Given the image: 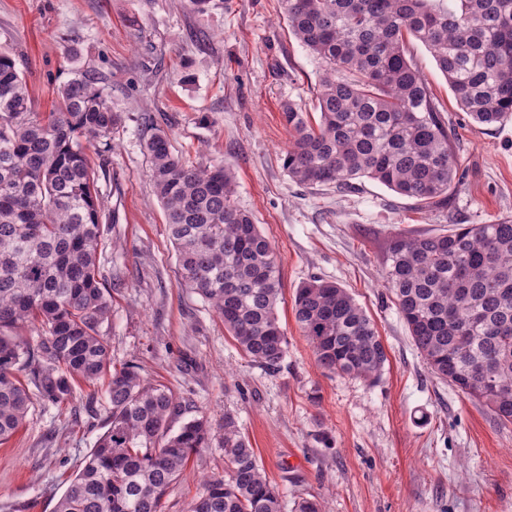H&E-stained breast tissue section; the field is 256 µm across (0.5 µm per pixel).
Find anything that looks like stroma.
<instances>
[{"instance_id": "obj_1", "label": "stroma", "mask_w": 512, "mask_h": 512, "mask_svg": "<svg viewBox=\"0 0 512 512\" xmlns=\"http://www.w3.org/2000/svg\"><path fill=\"white\" fill-rule=\"evenodd\" d=\"M205 31L209 43L191 39ZM449 121L463 180L446 207L421 208L362 179L302 187L282 166L281 106L314 112L320 62L291 34L279 0H224L205 16L188 0H0V50L18 56L37 111L81 69L112 86L122 116L99 173L102 271L118 285L101 332L114 364L133 361L183 402V419L233 415L277 487L282 512L301 497L325 512H512V425L432 376L380 275L389 237L512 218V119L495 127L458 107L430 51L409 44ZM164 129L179 155L224 164L237 204L275 247L288 353L280 369L251 364L215 312L181 287L162 206L146 177L143 139ZM347 288L388 354L371 383L327 373L293 313L298 285ZM79 386L62 408L34 403L0 445V512H54L97 437L105 409ZM224 451L204 448L173 484L165 512H187Z\"/></svg>"}]
</instances>
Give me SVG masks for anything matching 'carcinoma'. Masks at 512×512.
Segmentation results:
<instances>
[{"label": "carcinoma", "instance_id": "obj_1", "mask_svg": "<svg viewBox=\"0 0 512 512\" xmlns=\"http://www.w3.org/2000/svg\"><path fill=\"white\" fill-rule=\"evenodd\" d=\"M294 37L322 66L319 123L288 102L282 165L310 188H356L367 178L424 207L459 185L448 122L405 36L427 46L460 109L481 125L512 116V0H280ZM19 60L0 51V444L24 426L33 398L68 402L105 382L107 429L55 512H162L192 455L224 449L187 512H281V499L235 418L201 415L173 429L182 406L132 361L112 364L101 333L112 288L100 270L103 209L88 150L104 158L121 117L112 88L83 70L38 112ZM147 177L174 244L181 285L224 322L249 362L277 370L280 269L253 214L236 203V176L195 166L156 128ZM382 278L428 371L512 424V219L394 235ZM297 325L317 364L375 382L387 351L349 291L322 279L294 295ZM38 324L33 340L16 335Z\"/></svg>", "mask_w": 512, "mask_h": 512}]
</instances>
